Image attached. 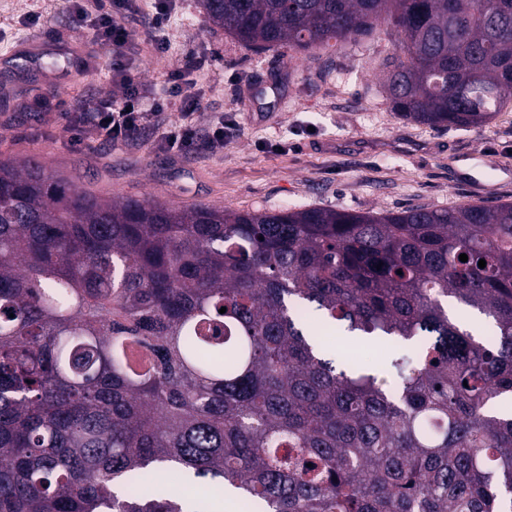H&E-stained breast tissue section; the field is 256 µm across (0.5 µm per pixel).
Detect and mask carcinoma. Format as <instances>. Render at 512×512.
<instances>
[{
    "instance_id": "cac0c4a2",
    "label": "carcinoma",
    "mask_w": 512,
    "mask_h": 512,
    "mask_svg": "<svg viewBox=\"0 0 512 512\" xmlns=\"http://www.w3.org/2000/svg\"><path fill=\"white\" fill-rule=\"evenodd\" d=\"M199 4L255 51L391 20L385 91L414 123L512 107V0ZM324 327L406 348L379 374ZM508 396L512 202L176 207L0 160V512H196L161 464L253 512H512Z\"/></svg>"
}]
</instances>
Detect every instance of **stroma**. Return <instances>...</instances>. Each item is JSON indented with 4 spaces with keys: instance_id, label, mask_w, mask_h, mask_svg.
I'll use <instances>...</instances> for the list:
<instances>
[{
    "instance_id": "1",
    "label": "stroma",
    "mask_w": 512,
    "mask_h": 512,
    "mask_svg": "<svg viewBox=\"0 0 512 512\" xmlns=\"http://www.w3.org/2000/svg\"><path fill=\"white\" fill-rule=\"evenodd\" d=\"M40 15L39 23L28 14ZM153 0L132 26L143 81L163 85L186 55L202 57L204 115L234 127L223 149L185 160L137 141L75 147L65 114L107 87L99 48L69 0H0V159L45 161L82 191L180 207L330 208L397 212L512 202V109L472 128L400 119L382 84L400 37L386 21L324 50L249 51L215 29L198 0H181L158 57L145 37Z\"/></svg>"
}]
</instances>
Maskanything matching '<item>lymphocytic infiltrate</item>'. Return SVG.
<instances>
[{
  "label": "lymphocytic infiltrate",
  "mask_w": 512,
  "mask_h": 512,
  "mask_svg": "<svg viewBox=\"0 0 512 512\" xmlns=\"http://www.w3.org/2000/svg\"><path fill=\"white\" fill-rule=\"evenodd\" d=\"M73 10L78 26L88 29L103 50L112 84L111 90L72 104L67 128L74 143H128L149 130L155 150L162 153L187 156L223 148L232 121L218 115L207 125L198 122L205 96L199 85L200 57H184L161 87H148L126 58L134 43L127 19L138 12V0H74ZM174 102L180 105V122L162 121Z\"/></svg>",
  "instance_id": "f902f5d3"
}]
</instances>
